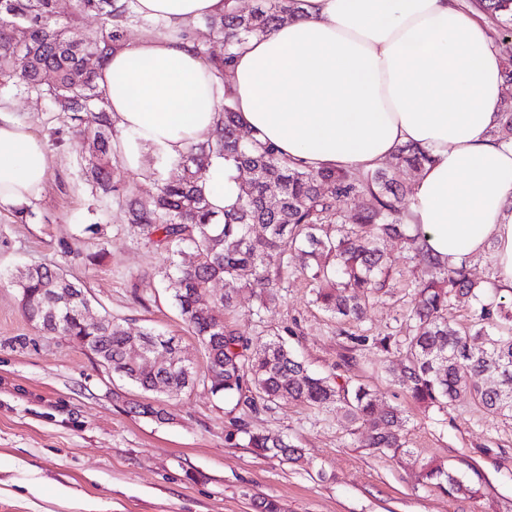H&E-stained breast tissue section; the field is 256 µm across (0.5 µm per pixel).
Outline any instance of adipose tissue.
Instances as JSON below:
<instances>
[{"mask_svg":"<svg viewBox=\"0 0 512 512\" xmlns=\"http://www.w3.org/2000/svg\"><path fill=\"white\" fill-rule=\"evenodd\" d=\"M135 9L165 30L115 49L98 84L119 132L114 152L144 173L148 156L179 161L216 133L222 90L184 34L223 14L224 0H136ZM229 83L243 126L303 167L362 172L399 146L428 150L408 223L445 263L493 250L495 279L512 288V143L492 137L502 59L472 9L459 0H302L299 17L237 51ZM48 153L0 112V208L41 192ZM206 193L215 211L236 203L223 159L212 158Z\"/></svg>","mask_w":512,"mask_h":512,"instance_id":"1","label":"adipose tissue"}]
</instances>
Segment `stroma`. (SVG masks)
Returning <instances> with one entry per match:
<instances>
[{"instance_id": "35a3bbf8", "label": "stroma", "mask_w": 512, "mask_h": 512, "mask_svg": "<svg viewBox=\"0 0 512 512\" xmlns=\"http://www.w3.org/2000/svg\"><path fill=\"white\" fill-rule=\"evenodd\" d=\"M0 110L50 149L32 219L23 224L0 209V512H259L266 499L281 512H512V419L488 416L466 399L424 410L396 382L397 355L370 343L407 333L412 273L398 239L387 244L392 293L371 304L364 322H337L313 303L299 274L264 312L251 289H239L224 321L261 339L291 328L288 343L311 371L379 391L409 418V454L359 447L333 408L282 400L251 413L201 385L162 396L167 419L131 414L139 392L81 345L29 322L13 278L26 266H61L130 335L154 328L203 363L200 343L160 283L165 256L127 224L121 206L92 196L79 158L56 142L69 127L66 113L26 93L0 99ZM97 251L99 263L84 262ZM250 430L288 437L301 460L249 448ZM432 459L480 486V497H452L419 481L420 463Z\"/></svg>"}]
</instances>
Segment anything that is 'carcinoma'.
Masks as SVG:
<instances>
[{
  "instance_id": "obj_1",
  "label": "carcinoma",
  "mask_w": 512,
  "mask_h": 512,
  "mask_svg": "<svg viewBox=\"0 0 512 512\" xmlns=\"http://www.w3.org/2000/svg\"><path fill=\"white\" fill-rule=\"evenodd\" d=\"M497 23L512 29V0H469ZM133 0L121 8L112 0H74L62 21L55 0H0V95L26 92L44 97L69 115V136L59 142L80 157L83 176L102 203L118 202L127 223L167 254L160 272L180 314L205 352L202 366L182 356L173 336L152 329L142 335L154 350L172 360L165 374L128 359L131 336L123 324L102 316L97 324L77 320L76 310L49 315L40 306L48 295L73 290L87 297L82 286L59 267H29L17 278L26 319L46 333L87 336L86 349L122 370L123 377L143 392L178 393L202 383L214 395L257 413L288 398L312 408L336 407L361 447L396 457L408 453L404 441L407 416L395 406L379 409L377 391L308 371L285 341H266L241 334L224 323L219 312L234 306L236 290H258L262 305L278 300V288L293 273V258L301 257V272L309 279L314 302L338 320L360 321L368 305L387 293L390 264L385 241L406 240L410 259L427 276L415 277L405 319L408 335L372 338L375 348L401 356L399 386L427 408L442 410L460 395L492 417L512 419V289L506 293L493 280L472 276L470 261L449 265L432 256L425 235L403 222L406 188L392 178L389 166L366 172L310 170L290 166L278 151L257 138L241 134L242 124L224 97L215 139L190 147L177 166L176 179L153 169L157 192L143 201L116 179L119 159L112 151L117 132L107 102L96 84L97 70L122 42ZM300 0H262L249 13L236 0H224V14L204 19L208 34L192 30L199 51L222 75L234 62V48L247 39L273 31L277 22L296 15ZM86 16L98 19L97 29L79 40L70 37ZM223 42L217 54L206 45ZM502 121L494 132L500 142H512V102L500 106ZM220 157L237 173L240 193L229 210H212L205 192V172L211 158ZM431 159L411 144L399 147L392 163L415 170ZM344 200L361 205L350 217L337 207ZM196 252L195 264L182 266L175 256L183 248ZM228 284L219 295L210 286ZM466 300L472 309L469 328L456 325L453 309ZM247 446L287 461L302 459L291 441L261 431L243 430ZM420 477L450 496L475 498L480 489L460 480L441 463L426 461Z\"/></svg>"
}]
</instances>
